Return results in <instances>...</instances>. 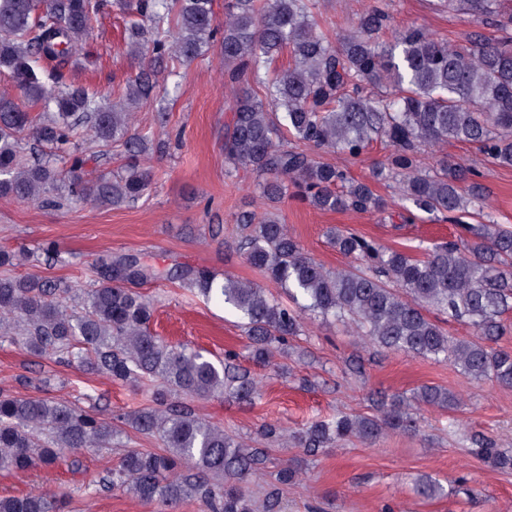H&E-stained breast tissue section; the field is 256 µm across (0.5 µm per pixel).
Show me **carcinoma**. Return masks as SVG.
I'll return each mask as SVG.
<instances>
[{
	"label": "carcinoma",
	"instance_id": "carcinoma-1",
	"mask_svg": "<svg viewBox=\"0 0 512 512\" xmlns=\"http://www.w3.org/2000/svg\"><path fill=\"white\" fill-rule=\"evenodd\" d=\"M498 0H447L448 9L472 21L490 19L497 40L477 34L461 47L411 26L391 32L377 0L331 41L316 16L317 0H224L218 22L213 0H117L139 16L127 28L126 46L138 61L122 100L107 106L65 70L80 61L91 22L108 0H0V70H6L30 107L0 96V197L43 204L62 189L70 199L121 207L142 199L153 180L143 157L168 153L130 122L131 109L153 105L165 116L173 64L204 60L215 44L232 89L224 159L249 173L267 210L233 214L241 235L236 249L280 285L289 303L259 285L208 269H160L132 255L99 257L87 288L38 275L11 276L19 254L0 249V343L21 345L34 356L53 355L86 371L131 385L155 387L154 405L123 416L135 431L155 436L163 453L130 451L102 478L142 501L174 512L187 499L203 512H256L243 487L261 473L265 455L239 436L199 418L181 397H224L247 402L258 382L237 366L236 354L218 363L185 345H170L149 330L151 302L137 288L149 281H179L234 314L251 343L250 357L266 366L288 353V340L304 332L305 318L333 319L353 335L384 350L450 362L477 382L512 388V351L490 343L503 332L512 309V231L491 219L463 224L466 237L434 243L425 257L381 247L351 228L327 231L329 243L353 260L332 270L311 257L283 224L288 197L321 211L382 212L387 200L347 170L315 160L299 145L360 156L374 141L391 153L373 171L393 182L398 200L417 209L454 214L484 199L478 170L443 156L420 164L422 148L450 140L478 147L487 161L512 167V14ZM288 69L270 74L283 51ZM50 66L46 86L34 64ZM120 147V171L84 178L82 145ZM49 145L68 166V182L37 145ZM439 311L470 324L475 335L456 338L428 316ZM458 397L423 385L409 397L381 395L371 415L315 419L296 430L265 426L270 442L284 438L315 455L357 438L376 440L389 430L420 433L425 408L453 411ZM121 430L53 397L0 394V471L23 473L51 467L66 449L112 448ZM471 454L495 470H512V450L492 437H466ZM230 482H224V478ZM424 498L448 494L430 475L415 481ZM0 512H64L61 500L41 491L0 496Z\"/></svg>",
	"mask_w": 512,
	"mask_h": 512
}]
</instances>
